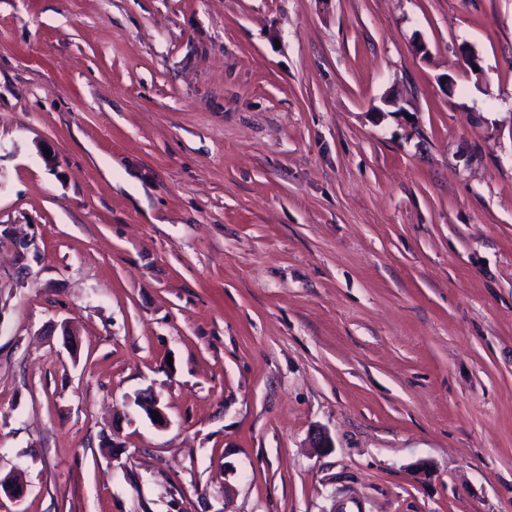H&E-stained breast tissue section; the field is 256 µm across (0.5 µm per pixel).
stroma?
<instances>
[{
    "mask_svg": "<svg viewBox=\"0 0 512 512\" xmlns=\"http://www.w3.org/2000/svg\"><path fill=\"white\" fill-rule=\"evenodd\" d=\"M12 473L0 512H512V0H0Z\"/></svg>",
    "mask_w": 512,
    "mask_h": 512,
    "instance_id": "1",
    "label": "stroma"
}]
</instances>
